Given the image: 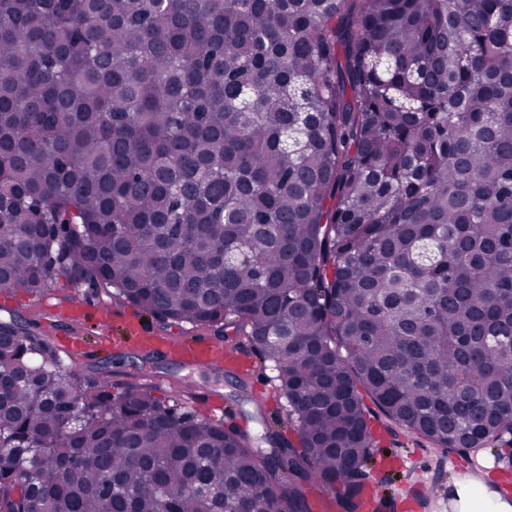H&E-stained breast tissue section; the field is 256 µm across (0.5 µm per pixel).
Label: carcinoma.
Returning a JSON list of instances; mask_svg holds the SVG:
<instances>
[{"instance_id": "obj_1", "label": "carcinoma", "mask_w": 512, "mask_h": 512, "mask_svg": "<svg viewBox=\"0 0 512 512\" xmlns=\"http://www.w3.org/2000/svg\"><path fill=\"white\" fill-rule=\"evenodd\" d=\"M59 279L247 337L299 444L13 316L0 512H359L366 397L511 434L512 0H0V288Z\"/></svg>"}]
</instances>
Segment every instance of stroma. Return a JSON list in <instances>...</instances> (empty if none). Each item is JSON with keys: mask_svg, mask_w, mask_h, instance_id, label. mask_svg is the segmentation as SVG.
<instances>
[{"mask_svg": "<svg viewBox=\"0 0 512 512\" xmlns=\"http://www.w3.org/2000/svg\"><path fill=\"white\" fill-rule=\"evenodd\" d=\"M77 300L79 312L78 335L82 338L87 355L78 368L90 375L105 376L112 383L113 391H120L130 383L150 385L153 395L180 411L194 412L199 405L197 393L213 394L220 402L219 410L210 414L212 420L221 422L233 417L236 424L246 426L252 435H262L266 428L278 429L292 439L296 433L288 416V405L281 396L271 371H263L257 362H249L245 375L205 373L172 356L145 357L139 352L115 350L101 346L103 331L119 335V325L104 327L99 316L101 307H109L113 314L132 312L133 307L119 295H89L86 289L76 288L65 280H58L40 293L0 291V319L16 314L31 321L34 332L53 344H60L69 330V313L49 314L46 304ZM372 429L378 440L373 450L375 471L387 494L399 499L397 512H446V505H453L456 512H469L471 497H482L490 492L500 493L512 504V468L488 473H473L461 479L448 469V455L425 439L411 435L402 428H387L379 410H371ZM413 451L430 461V474L399 469L382 471L379 461L386 456H400Z\"/></svg>", "mask_w": 512, "mask_h": 512, "instance_id": "35a3bbf8", "label": "stroma"}]
</instances>
